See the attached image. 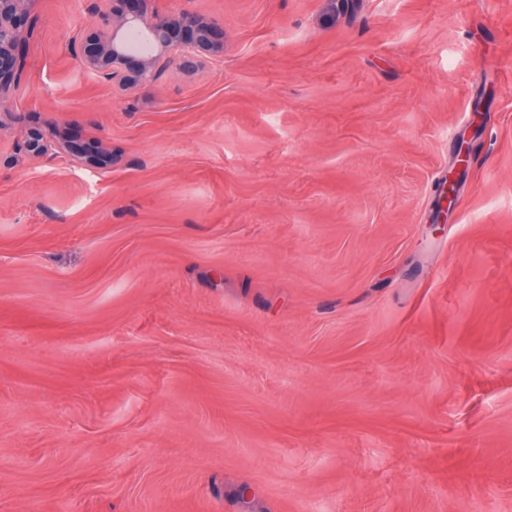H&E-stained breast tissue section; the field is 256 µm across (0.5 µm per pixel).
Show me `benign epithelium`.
Masks as SVG:
<instances>
[{
  "label": "benign epithelium",
  "mask_w": 512,
  "mask_h": 512,
  "mask_svg": "<svg viewBox=\"0 0 512 512\" xmlns=\"http://www.w3.org/2000/svg\"><path fill=\"white\" fill-rule=\"evenodd\" d=\"M34 0H0V103L18 86L23 73V43L31 33L26 27ZM153 0H106L92 7L93 22L78 43L75 57L80 68L105 82L111 89L131 93L156 78V58L124 48L132 30H146L155 44L185 70H194L208 58L224 54V31L209 19L189 12L161 16ZM75 157L80 163L101 168L112 158L99 153L81 155L80 149L57 139L49 144L44 135L29 137L25 149L43 155L49 147Z\"/></svg>",
  "instance_id": "obj_1"
}]
</instances>
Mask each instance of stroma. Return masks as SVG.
<instances>
[{
  "label": "stroma",
  "mask_w": 512,
  "mask_h": 512,
  "mask_svg": "<svg viewBox=\"0 0 512 512\" xmlns=\"http://www.w3.org/2000/svg\"><path fill=\"white\" fill-rule=\"evenodd\" d=\"M92 3L0 105V512H512V0H154L224 54L127 95ZM53 144L57 153L73 156L86 166L101 168L112 162V158L105 153L82 156L78 147L68 144L67 141L62 139L55 140Z\"/></svg>",
  "instance_id": "35a3bbf8"
}]
</instances>
